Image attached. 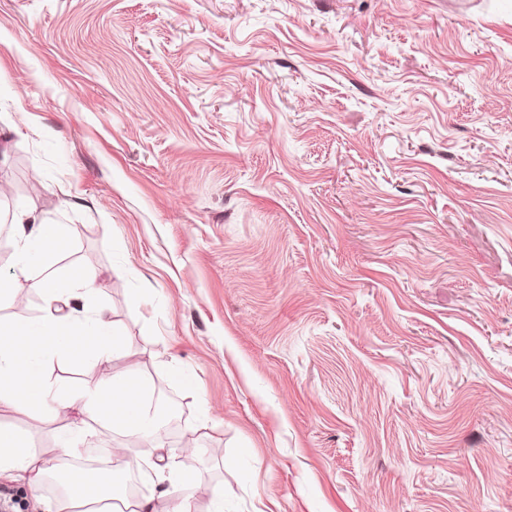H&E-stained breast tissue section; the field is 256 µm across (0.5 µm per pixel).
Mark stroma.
<instances>
[{"mask_svg":"<svg viewBox=\"0 0 512 512\" xmlns=\"http://www.w3.org/2000/svg\"><path fill=\"white\" fill-rule=\"evenodd\" d=\"M1 184L124 339L53 379L173 404L195 512H512V0H0ZM79 419L0 409L152 458Z\"/></svg>","mask_w":512,"mask_h":512,"instance_id":"obj_1","label":"stroma"}]
</instances>
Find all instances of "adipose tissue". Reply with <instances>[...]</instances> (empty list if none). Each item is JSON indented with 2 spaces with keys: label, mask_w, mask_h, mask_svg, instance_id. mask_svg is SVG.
I'll list each match as a JSON object with an SVG mask.
<instances>
[{
  "label": "adipose tissue",
  "mask_w": 512,
  "mask_h": 512,
  "mask_svg": "<svg viewBox=\"0 0 512 512\" xmlns=\"http://www.w3.org/2000/svg\"><path fill=\"white\" fill-rule=\"evenodd\" d=\"M16 248L10 259L13 279L0 281V302L11 297L18 281L48 297L51 306L33 321H0V409L37 417L44 412L67 409L107 422L125 435L152 439L161 423L151 412L148 387L130 372L109 383L86 385L75 391L51 378L54 363L64 359L84 363L110 362L122 346L109 309L98 299L96 276L84 272L72 277L33 280L29 271L50 257L69 239L73 228L48 224L31 213L13 218ZM156 476L162 484L157 495L120 498L111 483L95 484L82 470L66 472L63 491L48 502V512H193L179 488L191 478L176 470L166 455H158ZM50 472V462L31 446L26 434L0 426V474L19 477L40 487Z\"/></svg>",
  "instance_id": "1"
}]
</instances>
